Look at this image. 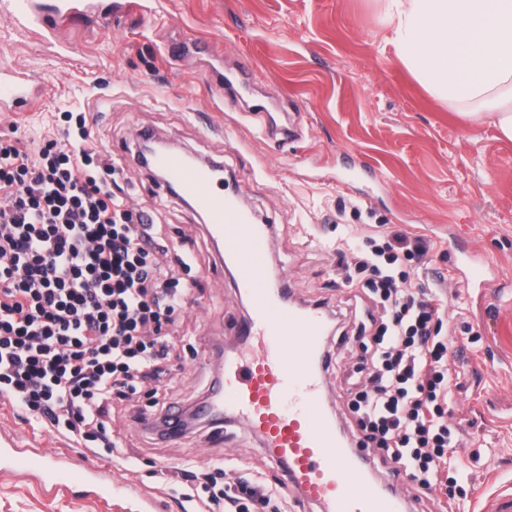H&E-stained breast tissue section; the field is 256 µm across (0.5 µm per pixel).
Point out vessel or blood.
I'll list each match as a JSON object with an SVG mask.
<instances>
[{"instance_id": "b4317fda", "label": "vessel or blood", "mask_w": 512, "mask_h": 512, "mask_svg": "<svg viewBox=\"0 0 512 512\" xmlns=\"http://www.w3.org/2000/svg\"><path fill=\"white\" fill-rule=\"evenodd\" d=\"M0 7L10 12L20 31L48 29L31 0H0ZM40 89L35 76L0 69V108L34 104ZM158 164L168 184L193 202L209 234L223 244L224 257L250 303L249 318L237 324L235 332L252 354L225 363L223 377L200 410L203 419L226 414L243 420L261 437L266 455L281 472L282 488L295 493L300 505L316 506L319 512H403V500L393 485L369 478L359 451L342 440L322 407V309L297 307L287 288L271 282L265 233L217 190L204 169L176 153L161 156ZM464 266L467 285L488 286L484 262L470 256ZM35 468L53 484L63 480L96 495L112 492L108 471L95 465L73 467L65 455L46 463L19 448L10 435L0 436L1 470Z\"/></svg>"}]
</instances>
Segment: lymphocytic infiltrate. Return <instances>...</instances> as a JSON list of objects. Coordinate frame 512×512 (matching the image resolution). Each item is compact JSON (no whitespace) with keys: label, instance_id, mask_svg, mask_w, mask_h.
Listing matches in <instances>:
<instances>
[{"label":"lymphocytic infiltrate","instance_id":"1","mask_svg":"<svg viewBox=\"0 0 512 512\" xmlns=\"http://www.w3.org/2000/svg\"><path fill=\"white\" fill-rule=\"evenodd\" d=\"M38 146L0 138V396L28 419L76 442L111 450L113 394L164 374L167 329L189 291L175 277L183 255L114 192L119 171L88 129L86 113ZM432 242L387 228L381 245L356 249L380 314L362 337L369 389L353 402L366 442L410 471L419 486L443 485L460 443L446 411L456 377L455 340L434 289L407 285Z\"/></svg>","mask_w":512,"mask_h":512}]
</instances>
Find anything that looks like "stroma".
Here are the masks:
<instances>
[{
    "instance_id": "1",
    "label": "stroma",
    "mask_w": 512,
    "mask_h": 512,
    "mask_svg": "<svg viewBox=\"0 0 512 512\" xmlns=\"http://www.w3.org/2000/svg\"><path fill=\"white\" fill-rule=\"evenodd\" d=\"M388 0H92V9L56 20L50 40L14 30L0 12V65L45 82L37 105L0 112V136L41 141L57 117L102 103L90 125L123 172L129 206L153 218L155 236L191 255L180 269L191 301L172 327L167 401L187 406L207 394L216 346L233 350L234 324L250 308L211 240L200 213L142 167L136 133L148 130L202 159L221 163L230 194L268 221L270 270L297 303L324 304L339 329L327 337L331 364L323 404L350 439L361 436L351 401L368 385L360 373V335L370 320L367 292L353 282L349 237L398 224L434 244L412 286L440 282L450 325L465 350L451 366L461 387L448 409L461 428L456 474L460 512L479 493L512 487V141L491 119L471 121L432 95L390 42ZM184 49L168 54L171 43ZM293 123L297 140L274 133ZM484 258L491 291L459 281L463 254ZM154 384L112 405L119 441L111 456L93 453L25 421L0 398V429L44 460L70 453L112 469L108 498L49 491L40 476L0 472V512H202L186 502L178 467L211 472L235 489L280 473L242 422L217 442L204 428L172 444L133 423L149 410ZM376 477H397L406 512H439L442 492L369 451Z\"/></svg>"
}]
</instances>
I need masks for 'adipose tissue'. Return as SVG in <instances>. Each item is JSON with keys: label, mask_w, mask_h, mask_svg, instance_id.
Listing matches in <instances>:
<instances>
[{"label": "adipose tissue", "mask_w": 512, "mask_h": 512, "mask_svg": "<svg viewBox=\"0 0 512 512\" xmlns=\"http://www.w3.org/2000/svg\"><path fill=\"white\" fill-rule=\"evenodd\" d=\"M391 42L433 95L512 141V0H389Z\"/></svg>", "instance_id": "1"}]
</instances>
